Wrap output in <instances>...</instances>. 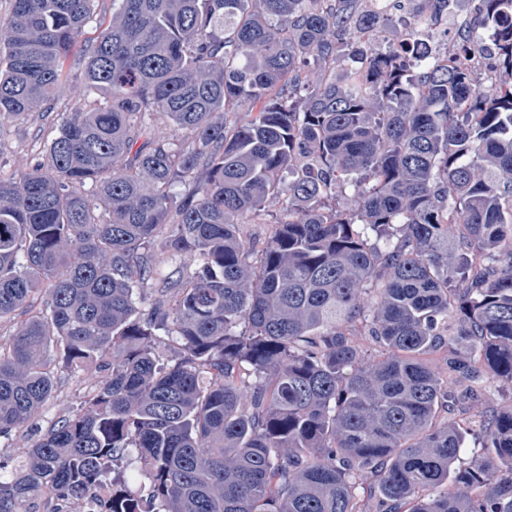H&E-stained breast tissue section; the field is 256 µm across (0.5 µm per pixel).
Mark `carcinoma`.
<instances>
[{"label": "carcinoma", "instance_id": "carcinoma-1", "mask_svg": "<svg viewBox=\"0 0 512 512\" xmlns=\"http://www.w3.org/2000/svg\"><path fill=\"white\" fill-rule=\"evenodd\" d=\"M95 2L14 0L0 120L68 81ZM361 2L112 0L77 74L112 99L0 180V322L42 293L0 342V438L55 393L51 361L106 375L0 457V512H68L102 484L104 512H512V410L462 417L512 385V0H480L506 73L485 90L412 71L410 33L403 54L358 41L388 23ZM162 229L194 272L161 269ZM440 350L460 387L424 361ZM278 208L279 206L270 207L269 210L274 212L263 216L259 224H242L241 235L247 244L261 242L273 232V222L279 217Z\"/></svg>", "mask_w": 512, "mask_h": 512}]
</instances>
